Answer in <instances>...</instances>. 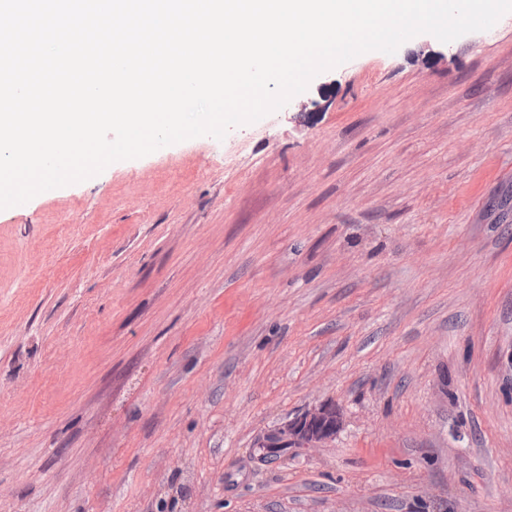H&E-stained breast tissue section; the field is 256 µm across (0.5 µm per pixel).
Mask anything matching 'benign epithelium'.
Listing matches in <instances>:
<instances>
[{
    "instance_id": "1",
    "label": "benign epithelium",
    "mask_w": 512,
    "mask_h": 512,
    "mask_svg": "<svg viewBox=\"0 0 512 512\" xmlns=\"http://www.w3.org/2000/svg\"><path fill=\"white\" fill-rule=\"evenodd\" d=\"M342 417L335 405L320 404L301 417L287 421L262 434L259 448H318L340 430Z\"/></svg>"
}]
</instances>
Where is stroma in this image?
Returning <instances> with one entry per match:
<instances>
[{"label": "stroma", "instance_id": "1", "mask_svg": "<svg viewBox=\"0 0 512 512\" xmlns=\"http://www.w3.org/2000/svg\"><path fill=\"white\" fill-rule=\"evenodd\" d=\"M304 97L0 210V512H512V13ZM342 417L335 405L323 403L301 417L287 421L262 434L257 448H318L340 430Z\"/></svg>", "mask_w": 512, "mask_h": 512}]
</instances>
